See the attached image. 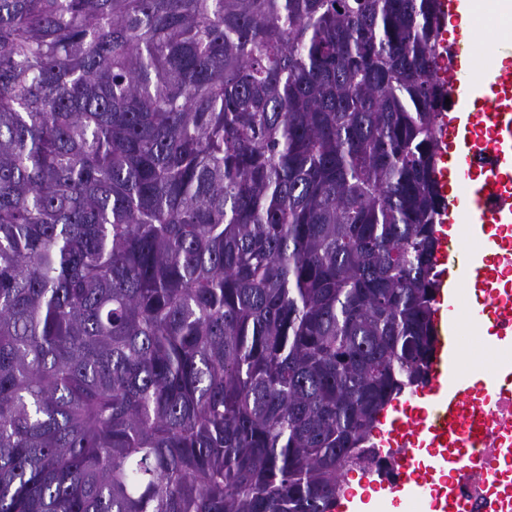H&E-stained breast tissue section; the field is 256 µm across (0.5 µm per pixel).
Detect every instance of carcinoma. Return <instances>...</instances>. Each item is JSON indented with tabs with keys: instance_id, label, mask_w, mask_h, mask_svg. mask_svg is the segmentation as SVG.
I'll list each match as a JSON object with an SVG mask.
<instances>
[{
	"instance_id": "1",
	"label": "carcinoma",
	"mask_w": 512,
	"mask_h": 512,
	"mask_svg": "<svg viewBox=\"0 0 512 512\" xmlns=\"http://www.w3.org/2000/svg\"><path fill=\"white\" fill-rule=\"evenodd\" d=\"M439 0H0V512H334L429 382Z\"/></svg>"
}]
</instances>
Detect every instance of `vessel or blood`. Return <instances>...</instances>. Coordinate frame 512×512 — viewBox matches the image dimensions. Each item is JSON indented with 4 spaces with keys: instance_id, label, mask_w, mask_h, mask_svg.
<instances>
[{
    "instance_id": "1",
    "label": "vessel or blood",
    "mask_w": 512,
    "mask_h": 512,
    "mask_svg": "<svg viewBox=\"0 0 512 512\" xmlns=\"http://www.w3.org/2000/svg\"><path fill=\"white\" fill-rule=\"evenodd\" d=\"M475 33L471 27L461 28L453 43L451 69L454 78L449 85L453 97L461 98L462 108L445 113L442 119L440 141L442 166L438 172L440 185L449 180L472 179L474 170H481L484 181L465 194H445L443 224L459 227L458 237L441 235L438 259L442 268L438 282V308L431 324L434 352L430 360V382L423 390L428 406L422 416L411 421L401 416H391L387 434L404 443H411L421 435H429L434 447L440 448L437 466L455 470L457 459L444 455L447 445L465 451L481 447L484 435L479 428L462 437L449 438L448 430L455 423L469 419V379L460 370L462 358V328L450 312L459 288L486 269L489 244L480 248L462 247L461 239L477 238L482 225L489 221L502 222L512 219V197L499 195L496 187L500 170L512 162V121L501 112L478 111L473 107L482 99L487 86L493 85L497 76L492 64L476 65L473 44ZM494 127L495 135L486 149L490 160L477 159L472 152V140L480 129ZM408 487V512H457L454 499L436 501L429 497L423 484L412 477H405Z\"/></svg>"
}]
</instances>
